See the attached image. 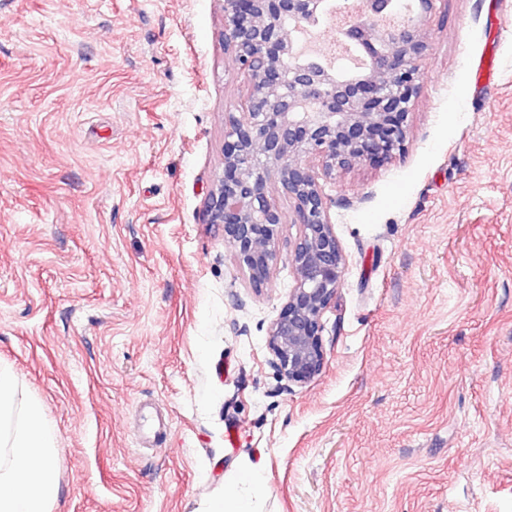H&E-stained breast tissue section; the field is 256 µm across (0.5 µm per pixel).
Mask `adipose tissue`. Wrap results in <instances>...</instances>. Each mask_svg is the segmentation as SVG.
<instances>
[{"label":"adipose tissue","instance_id":"ef3b65f1","mask_svg":"<svg viewBox=\"0 0 512 512\" xmlns=\"http://www.w3.org/2000/svg\"><path fill=\"white\" fill-rule=\"evenodd\" d=\"M54 441L40 404L25 399L11 370L0 366V512H49L59 492ZM262 486L261 472L245 465L227 477L209 512H256Z\"/></svg>","mask_w":512,"mask_h":512}]
</instances>
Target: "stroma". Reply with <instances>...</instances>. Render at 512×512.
Returning a JSON list of instances; mask_svg holds the SVG:
<instances>
[{
  "label": "stroma",
  "instance_id": "35a3bbf8",
  "mask_svg": "<svg viewBox=\"0 0 512 512\" xmlns=\"http://www.w3.org/2000/svg\"><path fill=\"white\" fill-rule=\"evenodd\" d=\"M512 0H440L406 152L324 180L346 258L323 372L266 340L202 221L246 74L222 0H0V365L57 431L51 512H512ZM262 486L261 472L251 464H246L225 479L224 498L212 502L208 512H259L253 505L252 497L259 496ZM245 487H248V494L243 495L240 489Z\"/></svg>",
  "mask_w": 512,
  "mask_h": 512
}]
</instances>
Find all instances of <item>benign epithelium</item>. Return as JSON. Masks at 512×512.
<instances>
[{"instance_id": "1", "label": "benign epithelium", "mask_w": 512, "mask_h": 512, "mask_svg": "<svg viewBox=\"0 0 512 512\" xmlns=\"http://www.w3.org/2000/svg\"><path fill=\"white\" fill-rule=\"evenodd\" d=\"M415 2L416 18L383 30L376 19L391 0H343L353 20L341 35L365 58L352 72L311 61L299 47L325 0H224V47L248 76L250 93L242 115L229 117L205 221L224 226V241L260 292L279 255L282 215L271 196L280 191L292 200L299 236L288 262L296 285L267 338L290 383H307L324 368L322 317L345 268L319 176L356 161L381 167L407 149L422 79L418 62L429 50L424 22L438 0Z\"/></svg>"}]
</instances>
